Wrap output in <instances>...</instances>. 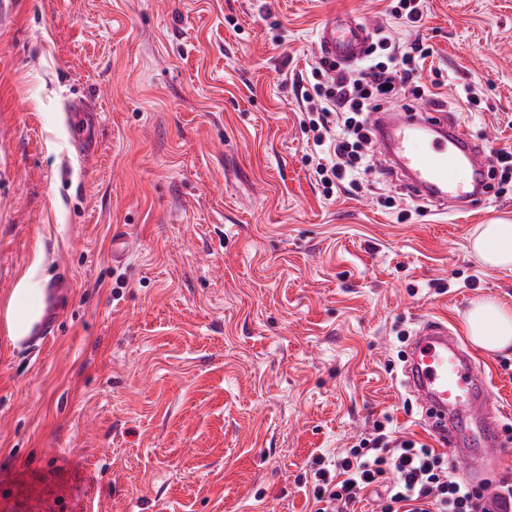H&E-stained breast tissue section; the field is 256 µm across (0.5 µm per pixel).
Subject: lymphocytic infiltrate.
<instances>
[{
  "instance_id": "1",
  "label": "lymphocytic infiltrate",
  "mask_w": 512,
  "mask_h": 512,
  "mask_svg": "<svg viewBox=\"0 0 512 512\" xmlns=\"http://www.w3.org/2000/svg\"><path fill=\"white\" fill-rule=\"evenodd\" d=\"M433 52L424 40L394 49L390 64L347 68L323 59L316 82L302 89L303 124L318 149L316 171L325 193L360 189V174L374 168L369 116L402 95L420 96V63ZM310 512H351L378 489L380 512H487L483 495L457 475L446 452L393 436L387 421L337 456L316 458Z\"/></svg>"
}]
</instances>
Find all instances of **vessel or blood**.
I'll list each match as a JSON object with an SVG mask.
<instances>
[{
  "mask_svg": "<svg viewBox=\"0 0 512 512\" xmlns=\"http://www.w3.org/2000/svg\"><path fill=\"white\" fill-rule=\"evenodd\" d=\"M368 43L365 22L351 14H332L319 26L316 49L320 56L350 65L364 57ZM63 120L75 153L89 155L100 112L84 99L72 98L64 104ZM379 147L412 190L431 199L438 209L468 213L488 195L484 145L440 109L385 113ZM65 285V280H58L45 296L38 340L54 334V314ZM405 374L409 391L429 414L432 431L445 438L454 455L468 458L465 477L483 482L489 512H512V501L498 495L490 477L505 448L485 373L447 321L433 316L422 320L410 343Z\"/></svg>",
  "mask_w": 512,
  "mask_h": 512,
  "instance_id": "1",
  "label": "vessel or blood"
}]
</instances>
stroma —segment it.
Here are the masks:
<instances>
[{
  "instance_id": "obj_1",
  "label": "stroma",
  "mask_w": 512,
  "mask_h": 512,
  "mask_svg": "<svg viewBox=\"0 0 512 512\" xmlns=\"http://www.w3.org/2000/svg\"><path fill=\"white\" fill-rule=\"evenodd\" d=\"M0 21V512H308L316 457L383 415L441 447L405 390L401 335L512 308L473 256L512 192L467 214L399 177L325 195L297 90L350 12L424 36L444 108L512 148V0H19ZM480 97L467 104L464 88ZM102 113L73 154L66 99ZM131 253L112 259L114 235ZM69 288L42 346L7 316L32 266ZM512 435V350H474ZM390 2H397L395 5H388L387 10L391 17L406 20V23L412 26H418V23H421L423 17L421 0H392Z\"/></svg>"
}]
</instances>
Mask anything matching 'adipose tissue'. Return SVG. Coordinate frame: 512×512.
Listing matches in <instances>:
<instances>
[{
    "label": "adipose tissue",
    "mask_w": 512,
    "mask_h": 512,
    "mask_svg": "<svg viewBox=\"0 0 512 512\" xmlns=\"http://www.w3.org/2000/svg\"><path fill=\"white\" fill-rule=\"evenodd\" d=\"M479 262L492 269L512 270V224L494 222L480 225L470 242ZM43 279L38 269H30L15 290V307L8 318L16 339L27 334L33 312L42 294ZM466 330L471 342L487 352L512 347V309L493 299L473 302L466 314Z\"/></svg>",
    "instance_id": "adipose-tissue-1"
}]
</instances>
